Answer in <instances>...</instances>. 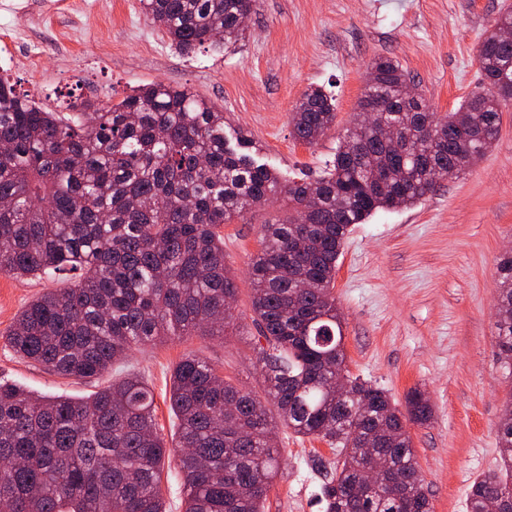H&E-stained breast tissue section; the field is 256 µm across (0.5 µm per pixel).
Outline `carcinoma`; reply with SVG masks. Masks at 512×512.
I'll use <instances>...</instances> for the list:
<instances>
[{"mask_svg": "<svg viewBox=\"0 0 512 512\" xmlns=\"http://www.w3.org/2000/svg\"><path fill=\"white\" fill-rule=\"evenodd\" d=\"M171 45L190 54L235 43L256 0H141ZM478 55L482 89L439 118L407 97L400 63L379 57L358 115L314 179L282 183L224 140V113L188 88L145 85L117 103L83 101L71 113L38 104L0 76V273L75 283L32 300L5 340L16 356L57 375L91 380L136 347L173 336H222L237 293L221 227L278 196L288 209L265 224L252 266L254 367L264 397L243 390L203 358L173 368L170 408L183 512H264L280 469L281 427L338 452L321 486L323 512H432L406 423L433 407L413 388L399 408L389 393L346 368L336 264L356 224L379 210L414 206L432 176H459L492 147L512 101V44L495 29ZM336 122L333 97L307 90L292 115L312 145ZM400 128L397 139L380 130ZM496 342L512 379V255L497 266ZM345 387L336 391V375ZM390 470L358 493L369 458ZM499 469L475 479L467 512L499 500L512 512V398L498 424ZM170 453L155 425L154 396L134 375L86 398H37L0 381V512H166L161 472Z\"/></svg>", "mask_w": 512, "mask_h": 512, "instance_id": "cac0c4a2", "label": "carcinoma"}]
</instances>
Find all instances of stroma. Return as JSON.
Here are the masks:
<instances>
[{
  "label": "stroma",
  "mask_w": 512,
  "mask_h": 512,
  "mask_svg": "<svg viewBox=\"0 0 512 512\" xmlns=\"http://www.w3.org/2000/svg\"><path fill=\"white\" fill-rule=\"evenodd\" d=\"M512 0H258L244 38L224 50L178 53L140 0H0V71L18 92L116 103L162 82L186 86L224 114V138L246 132L259 163L282 179L316 177L358 111L375 59H397L430 111H456L481 82L479 46ZM312 87L332 95L336 123L315 144L292 135V114ZM286 216L271 202L224 225V260L235 275L234 322L221 336H181L132 351L100 378L48 373L4 341L16 315L59 278L0 273V379L41 396L87 397L116 374L134 373L155 397L157 427L175 445L169 408L173 366L195 354L236 386L261 393L252 363L249 272L261 227ZM512 251V106L496 140L459 177L416 206L381 210L354 225L333 294L344 318L351 376L404 403L414 387L434 409L409 425L432 512H466L476 477L495 471L497 427L512 397L495 339L497 266ZM281 476L265 512H322L321 484L338 455L322 439L280 429Z\"/></svg>",
  "instance_id": "obj_1"
}]
</instances>
